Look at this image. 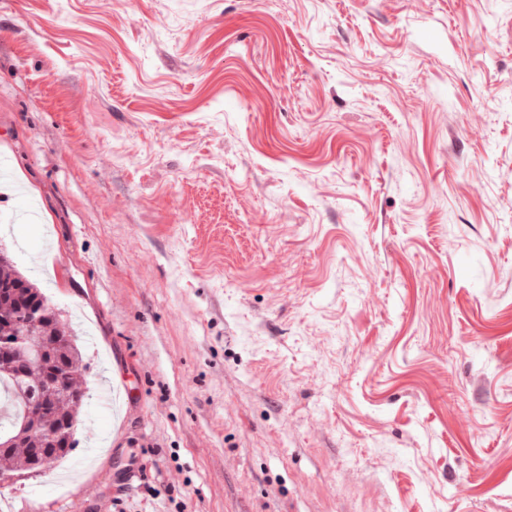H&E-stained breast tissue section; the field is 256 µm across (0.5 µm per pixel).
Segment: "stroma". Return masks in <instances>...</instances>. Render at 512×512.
<instances>
[{
	"label": "stroma",
	"instance_id": "obj_1",
	"mask_svg": "<svg viewBox=\"0 0 512 512\" xmlns=\"http://www.w3.org/2000/svg\"><path fill=\"white\" fill-rule=\"evenodd\" d=\"M0 154L88 356L10 512H512V0H0Z\"/></svg>",
	"mask_w": 512,
	"mask_h": 512
}]
</instances>
